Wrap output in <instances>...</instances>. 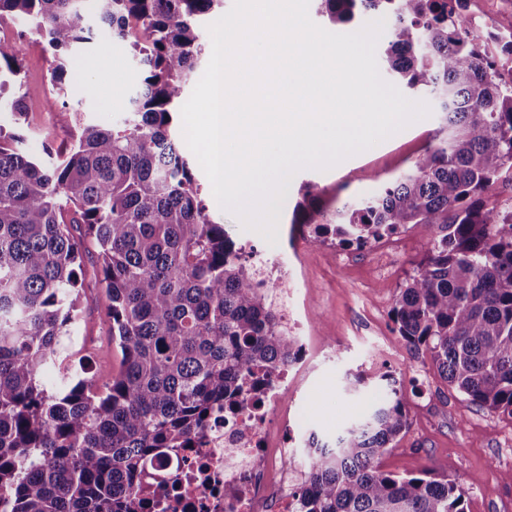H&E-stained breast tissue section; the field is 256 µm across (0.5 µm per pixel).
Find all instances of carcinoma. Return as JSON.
I'll return each mask as SVG.
<instances>
[{"label": "carcinoma", "instance_id": "obj_1", "mask_svg": "<svg viewBox=\"0 0 512 512\" xmlns=\"http://www.w3.org/2000/svg\"><path fill=\"white\" fill-rule=\"evenodd\" d=\"M223 0H92L97 21L130 44L141 88L120 129L62 110L70 145L22 144L30 89L13 43L0 42V512H143L149 463L199 442L206 423L302 348L258 289L242 248L215 223L170 134L206 42L203 17ZM350 24L392 20L382 59L391 76L439 103L435 144L372 195L327 213L307 192L290 224L312 242L365 246L408 224L433 238L396 298L398 341L425 351L464 400L512 416V204L482 194L512 172V40L472 30L467 0H319ZM23 16L59 59L91 40L86 0H0V23ZM82 224L98 249L121 352L112 384L75 371L49 389L43 373L79 318ZM332 443L309 436L300 512H467L449 477L381 469L406 430L397 382Z\"/></svg>", "mask_w": 512, "mask_h": 512}]
</instances>
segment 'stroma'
Instances as JSON below:
<instances>
[{"instance_id": "35a3bbf8", "label": "stroma", "mask_w": 512, "mask_h": 512, "mask_svg": "<svg viewBox=\"0 0 512 512\" xmlns=\"http://www.w3.org/2000/svg\"><path fill=\"white\" fill-rule=\"evenodd\" d=\"M26 80L33 94L23 133L26 149L43 155L45 148L68 144L70 131L56 113L78 111L84 122L122 127L128 100L141 70L127 43L110 33L67 50L65 92L49 83L55 64L38 33L22 18L10 20ZM439 126L431 113L374 147L319 171L303 169L292 178L278 224V243L269 245L257 232L243 229L223 210L199 162L191 169L201 196L224 234L248 247L252 263L278 258L286 265L302 261L303 286L294 293L313 320V333L302 356L297 381L288 401L301 425L288 434L289 447L302 445L309 434L332 440L346 419L365 410L385 388L387 378L402 387L409 427L382 460L385 471L399 476H422L433 470L449 475L465 491L468 512H512V417L465 402L444 382L427 354L401 345L390 312L396 296L433 237L425 224H410L385 238L383 247L341 248L329 243L311 245L289 221L301 201L304 186L339 206L374 193L381 182L410 167L432 143ZM82 280L85 295L80 319L59 348L62 370H48L47 386H58L64 370L86 369L94 387L111 383L120 369L121 353L112 338L106 314V292L96 248L83 242ZM362 376L365 393L348 391L349 379Z\"/></svg>"}]
</instances>
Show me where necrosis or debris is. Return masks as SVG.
Listing matches in <instances>:
<instances>
[{"label": "necrosis or debris", "mask_w": 512, "mask_h": 512, "mask_svg": "<svg viewBox=\"0 0 512 512\" xmlns=\"http://www.w3.org/2000/svg\"><path fill=\"white\" fill-rule=\"evenodd\" d=\"M287 388V370L277 371L239 412L213 417L198 447L152 462L150 482L166 490L151 512H264L268 495L274 512H294L292 490L306 471L292 467V449L273 441L268 420L286 407Z\"/></svg>", "instance_id": "4bbe7bcc"}]
</instances>
